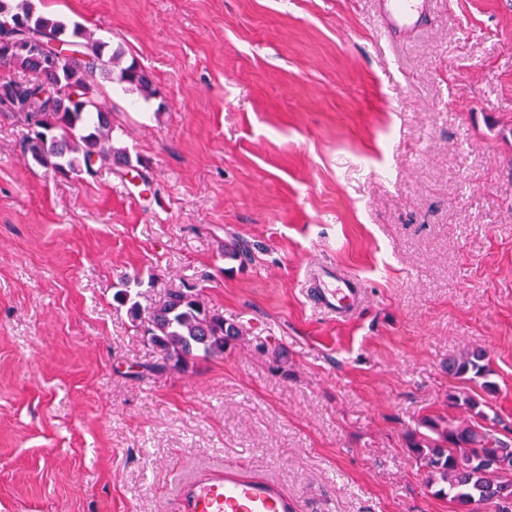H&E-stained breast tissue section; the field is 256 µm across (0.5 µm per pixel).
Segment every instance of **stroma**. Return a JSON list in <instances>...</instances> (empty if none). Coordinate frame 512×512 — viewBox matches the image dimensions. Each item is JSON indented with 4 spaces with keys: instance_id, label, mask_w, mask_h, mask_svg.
Returning a JSON list of instances; mask_svg holds the SVG:
<instances>
[{
    "instance_id": "stroma-1",
    "label": "stroma",
    "mask_w": 512,
    "mask_h": 512,
    "mask_svg": "<svg viewBox=\"0 0 512 512\" xmlns=\"http://www.w3.org/2000/svg\"><path fill=\"white\" fill-rule=\"evenodd\" d=\"M376 2L31 0L156 93L102 88L143 184L53 174L0 114V512H174L227 464L300 512H453L402 433L474 346L512 425V0L393 43ZM318 263L357 282L344 317ZM186 282L243 334L158 373L113 295L146 316Z\"/></svg>"
}]
</instances>
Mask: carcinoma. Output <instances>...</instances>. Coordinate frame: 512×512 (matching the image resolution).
Instances as JSON below:
<instances>
[{"instance_id": "cac0c4a2", "label": "carcinoma", "mask_w": 512, "mask_h": 512, "mask_svg": "<svg viewBox=\"0 0 512 512\" xmlns=\"http://www.w3.org/2000/svg\"><path fill=\"white\" fill-rule=\"evenodd\" d=\"M0 67L30 72L32 80L0 78V114L23 120L25 152L55 174H96V164H130L124 149L113 145L112 112L97 101L103 81H117L148 98L151 73L95 37L78 22L68 24L34 11L28 0H0ZM59 87L52 95L45 81ZM113 299L130 304L132 321L141 319L127 289ZM138 327L168 352L159 369L180 368L193 360L224 354L240 328L209 310L193 286L169 292L165 302ZM448 374L472 382L482 393L448 392V406L463 408L470 420L428 416L403 435L405 448L423 470L427 488L446 496L456 512H512V437L499 436L501 422L489 399L498 391L491 380L485 349L475 347L448 360Z\"/></svg>"}]
</instances>
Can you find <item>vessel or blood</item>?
Returning <instances> with one entry per match:
<instances>
[{"mask_svg":"<svg viewBox=\"0 0 512 512\" xmlns=\"http://www.w3.org/2000/svg\"><path fill=\"white\" fill-rule=\"evenodd\" d=\"M433 0H377L389 39L407 36L431 14ZM321 306L339 314L351 307L358 291L350 275L325 265L315 272ZM180 512H298L296 496L270 480L243 477L231 468L215 470L207 479L181 482Z\"/></svg>","mask_w":512,"mask_h":512,"instance_id":"obj_1","label":"vessel or blood"}]
</instances>
